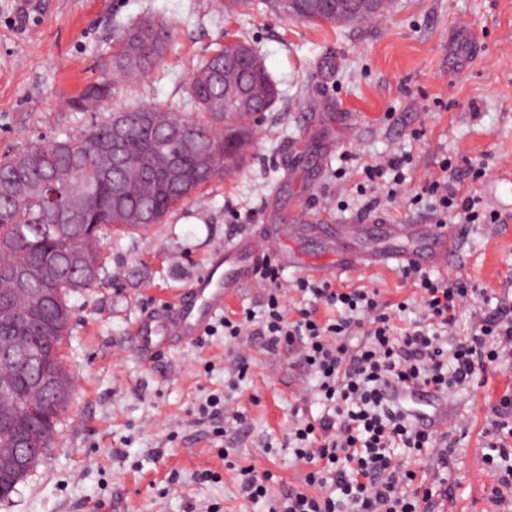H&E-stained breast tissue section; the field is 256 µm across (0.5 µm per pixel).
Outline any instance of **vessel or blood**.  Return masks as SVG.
<instances>
[{
	"label": "vessel or blood",
	"instance_id": "1",
	"mask_svg": "<svg viewBox=\"0 0 512 512\" xmlns=\"http://www.w3.org/2000/svg\"><path fill=\"white\" fill-rule=\"evenodd\" d=\"M306 230L303 224H282L226 243L188 295L137 320L139 353L151 357L163 351L171 339H198L209 321L239 295L261 257L272 254L282 264L314 276L321 274L325 268L284 246L285 238H296ZM455 245V236L444 224H349L336 237L328 269L340 274L356 267L407 266L429 259L444 264Z\"/></svg>",
	"mask_w": 512,
	"mask_h": 512
}]
</instances>
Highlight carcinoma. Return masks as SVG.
Instances as JSON below:
<instances>
[{"label":"carcinoma","instance_id":"carcinoma-1","mask_svg":"<svg viewBox=\"0 0 512 512\" xmlns=\"http://www.w3.org/2000/svg\"><path fill=\"white\" fill-rule=\"evenodd\" d=\"M262 11L308 22L371 21L380 0H260ZM168 24L136 17L115 25L112 55L101 81L75 106L106 100L116 87L154 69L167 50ZM190 94L199 117L177 107H132L112 113L78 137L31 144L0 160V336L19 349L44 351L38 363L0 364V453L14 441L5 422L25 428L29 466L52 445L58 415L70 404L74 382L59 345L72 317L70 296L97 285V233L104 227L145 228L203 186L244 163L252 130L241 123L267 112L279 89L258 50L248 60L236 45L198 60ZM121 129V163L105 143ZM54 379L63 392L41 386ZM27 473L0 471V500Z\"/></svg>","mask_w":512,"mask_h":512}]
</instances>
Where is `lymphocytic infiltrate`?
<instances>
[{
    "mask_svg": "<svg viewBox=\"0 0 512 512\" xmlns=\"http://www.w3.org/2000/svg\"><path fill=\"white\" fill-rule=\"evenodd\" d=\"M409 157L394 153L365 165L369 183L386 181L390 200L404 193V168ZM475 165H459L446 158L413 203L434 199L440 213L464 224H495L496 212H481L472 192L462 191L465 178L479 179ZM256 277L267 285L265 317L224 319V335L235 339L244 332L264 339L271 350L286 349L303 370L317 381L328 410L317 418L296 419L288 431V446L295 459L307 465L305 486L271 495L269 472L248 466L239 469V486L249 500L265 501L267 512H436L437 502L408 462H398L392 451L409 449L436 467L449 464L444 438L426 425L413 422L394 405L391 393H431L470 385L486 366L512 359V300L499 301L495 310L481 305L485 289L467 283L431 278L420 267L404 268V279L420 292L421 315L407 326L395 325L396 314L408 302L389 309L377 290L336 288L330 281L300 278L294 290L307 297L298 319H290L281 274L271 262L258 265ZM336 309L333 318L320 319V307ZM470 308L474 323L466 336L454 335L459 309ZM360 327L365 340L351 348L344 338ZM494 426L503 430L489 448L498 459L497 483L490 491L492 506L512 494V401L503 400Z\"/></svg>",
    "mask_w": 512,
    "mask_h": 512,
    "instance_id": "f902f5d3",
    "label": "lymphocytic infiltrate"
}]
</instances>
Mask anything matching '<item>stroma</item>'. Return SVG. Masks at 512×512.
I'll return each instance as SVG.
<instances>
[{"instance_id": "stroma-1", "label": "stroma", "mask_w": 512, "mask_h": 512, "mask_svg": "<svg viewBox=\"0 0 512 512\" xmlns=\"http://www.w3.org/2000/svg\"><path fill=\"white\" fill-rule=\"evenodd\" d=\"M215 0H0V157L41 138L80 134L113 110L170 103L187 119L196 62L247 37L275 78L279 97L252 122L247 163L171 210L162 223L98 234L97 288L72 295L74 317L62 345L74 401L51 448L0 512H264L244 497L237 468L273 475V491L303 472L287 445L294 410L323 412L296 360L223 332L173 344L153 360L138 352L134 326L148 309L174 302L237 235L302 213L316 230L301 245L322 261L336 225L363 218L433 224L438 213L388 202L382 187L360 192L364 164L405 151L408 192L421 190L446 157L480 165L487 177L512 167V0H387L381 17L343 26L279 18L258 10L222 15ZM144 14L171 27L161 63L88 110L73 102L112 52L117 22ZM458 249L431 277H461L487 290L489 306L512 294V211L499 224H461ZM340 285L378 289L396 304L414 295L396 267L341 274ZM247 364L239 376V364ZM223 397L224 436L200 408ZM512 363L487 366L473 384L424 412L452 449L444 512H487L483 471L487 431ZM228 449L220 459L219 449ZM211 469L217 481L198 475Z\"/></svg>"}]
</instances>
